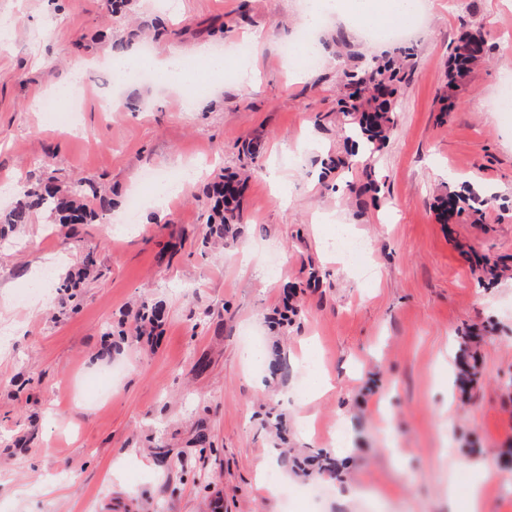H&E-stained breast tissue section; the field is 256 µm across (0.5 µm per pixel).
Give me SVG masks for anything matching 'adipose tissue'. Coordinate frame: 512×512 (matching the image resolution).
Returning <instances> with one entry per match:
<instances>
[{
	"instance_id": "obj_1",
	"label": "adipose tissue",
	"mask_w": 512,
	"mask_h": 512,
	"mask_svg": "<svg viewBox=\"0 0 512 512\" xmlns=\"http://www.w3.org/2000/svg\"><path fill=\"white\" fill-rule=\"evenodd\" d=\"M414 15L413 0H306L303 13L298 18L301 29L317 35L327 18L339 19L359 31L384 32L408 25ZM197 64L188 66L186 54L172 51L163 57L141 52L137 47L113 53L108 65L113 74L134 70H158L176 87L192 84L200 79L223 77V56L206 48L195 50Z\"/></svg>"
}]
</instances>
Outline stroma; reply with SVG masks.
<instances>
[{
    "label": "stroma",
    "instance_id": "obj_1",
    "mask_svg": "<svg viewBox=\"0 0 512 512\" xmlns=\"http://www.w3.org/2000/svg\"><path fill=\"white\" fill-rule=\"evenodd\" d=\"M304 2L133 0L138 21L160 16L180 33L149 44L112 21L106 0H0V210L20 183L50 175L104 184L120 206L132 191L152 194L145 170L195 171L179 201L162 215L143 209L135 230L53 224L38 211L0 241V512H465L473 465L487 458L497 466L486 512H512V466L497 461L512 446V109L495 99L512 78V0H429L377 163L384 193L362 205L344 180L318 178L340 145L335 122L315 116L336 106L341 62L326 51L304 79L289 74ZM471 30L490 60L440 116L448 56ZM253 34L251 85L230 69L189 90L135 81L121 111H103L113 41L160 56L205 45L232 62ZM64 82L80 91L69 129L47 108ZM256 136L264 153L240 240L201 250L203 190ZM448 188L494 201L480 222L441 224L431 204ZM340 224L368 246L360 266L331 256ZM89 255L79 309L61 314L57 283ZM313 268L320 287H303ZM293 282L301 313L278 333L268 319ZM147 298L162 303V328L107 347L105 328H131ZM465 331L480 380L464 391ZM249 332L286 377L267 359L245 364ZM315 367L333 387L311 400ZM201 431L212 443L203 453ZM320 451L343 471L289 469V457ZM452 456L468 466L451 472Z\"/></svg>",
    "mask_w": 512,
    "mask_h": 512
}]
</instances>
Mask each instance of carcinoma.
Returning <instances> with one entry per match:
<instances>
[{
  "label": "carcinoma",
  "instance_id": "carcinoma-1",
  "mask_svg": "<svg viewBox=\"0 0 512 512\" xmlns=\"http://www.w3.org/2000/svg\"><path fill=\"white\" fill-rule=\"evenodd\" d=\"M489 52L479 34L466 33L458 39L448 59L447 81L439 95L441 111L446 112L453 106L458 89L473 67L484 61ZM413 56V47L403 45L389 54L371 56L361 67L344 68L338 77L336 123L339 135L350 143V150L343 156L324 158L321 178L330 174L339 176L353 169L361 171L366 178L364 183L359 186L347 184L349 193L358 199L368 196L375 200L380 193L375 178L376 163L396 132L399 87L404 80L403 62ZM262 150L263 144L257 140L243 144L238 154L240 171L225 174L209 189L210 204L204 214L205 228L199 239L202 249L227 248L237 243L239 225L243 223L241 172L259 169L257 160ZM21 195L10 210L0 213V236L28 223L34 211L45 213L54 224H93L112 210L111 195L85 181L61 186L56 184L55 177L49 176L23 187ZM488 205V198L473 191H453L437 197L434 212L440 224L464 213L478 222ZM92 266L93 259L89 257L80 271L66 275L59 287L62 306L77 308L83 281L90 275ZM294 291V287H289L283 308L274 313L273 323L277 328L290 325L299 316L300 310L290 302ZM163 316L160 304L143 300L137 314L135 338L155 331ZM293 467L303 476L314 471L332 476L340 470L336 457L323 451L303 460H293Z\"/></svg>",
  "mask_w": 512,
  "mask_h": 512
}]
</instances>
